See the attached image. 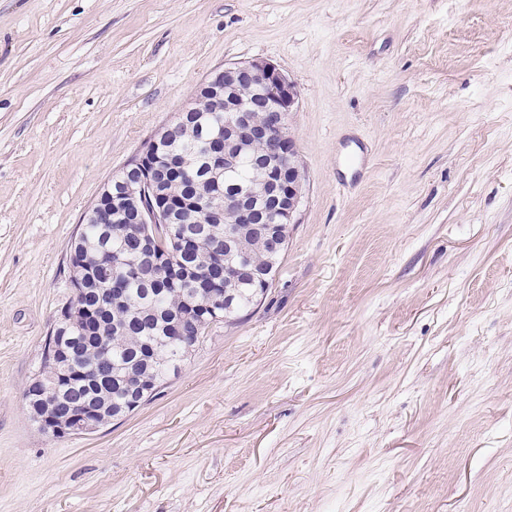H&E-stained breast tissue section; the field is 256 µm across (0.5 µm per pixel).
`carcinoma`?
Returning <instances> with one entry per match:
<instances>
[{"label": "carcinoma", "mask_w": 512, "mask_h": 512, "mask_svg": "<svg viewBox=\"0 0 512 512\" xmlns=\"http://www.w3.org/2000/svg\"><path fill=\"white\" fill-rule=\"evenodd\" d=\"M222 135L224 113H190L171 140L163 144L160 158L178 154L193 165L188 168V177L164 189L177 195L195 188L206 190L204 160L212 140ZM171 217L180 220L181 228L194 231L196 244L155 256L138 253L137 235L144 225L135 223L133 212L112 219L110 235L102 232L96 215L89 212L84 216L70 254L71 273L98 271L102 281L82 304L89 308L102 304L114 283L126 289L128 299L124 307L112 313V319L92 323L88 333L54 340V346L67 353L68 378L48 387L44 401L58 416H66L74 403L92 393L102 398L109 413L125 405L126 390L115 374L141 367L142 356L150 349L161 356L147 374V397H152L178 373L189 349L214 323L211 306L220 305L226 317L254 306L256 284L246 278L229 288L219 277L214 254L224 248V235L212 233L213 225L206 223L202 209H180ZM282 255L283 251H272L246 233L239 238L233 259L273 275Z\"/></svg>", "instance_id": "obj_1"}]
</instances>
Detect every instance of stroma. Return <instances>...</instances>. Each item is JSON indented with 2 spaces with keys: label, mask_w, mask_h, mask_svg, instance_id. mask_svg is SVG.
Instances as JSON below:
<instances>
[{
  "label": "stroma",
  "mask_w": 512,
  "mask_h": 512,
  "mask_svg": "<svg viewBox=\"0 0 512 512\" xmlns=\"http://www.w3.org/2000/svg\"><path fill=\"white\" fill-rule=\"evenodd\" d=\"M253 60L305 176L266 298L46 437L85 212ZM0 512H512V0H0ZM25 406L37 429L50 438H53V433H64V437L85 435L94 433L101 428L98 426L95 411L91 410L90 402L86 399L79 403V408H82V411L71 414L66 422L59 426H57L55 419L37 414L28 400H25Z\"/></svg>",
  "instance_id": "obj_1"
}]
</instances>
